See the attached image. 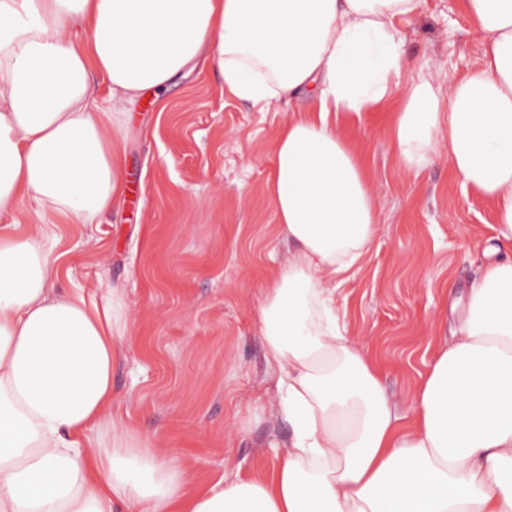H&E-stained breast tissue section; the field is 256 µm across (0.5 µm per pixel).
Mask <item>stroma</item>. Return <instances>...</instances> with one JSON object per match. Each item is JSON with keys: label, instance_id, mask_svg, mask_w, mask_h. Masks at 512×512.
Instances as JSON below:
<instances>
[{"label": "stroma", "instance_id": "obj_1", "mask_svg": "<svg viewBox=\"0 0 512 512\" xmlns=\"http://www.w3.org/2000/svg\"><path fill=\"white\" fill-rule=\"evenodd\" d=\"M408 59L441 89L477 63L481 34L461 0H426L404 26ZM308 101L269 110L224 92L215 70H186L161 96L125 109L127 203L99 224H68L58 285L125 289L132 331L113 385L126 421L187 472L188 489L264 474L291 429L278 412L256 308L288 259L271 205L275 134ZM395 102L338 113L336 126L376 196L378 225L361 270L338 289L349 336L377 362L401 417L459 326L495 236L493 202L462 186L447 160L399 165Z\"/></svg>", "mask_w": 512, "mask_h": 512}]
</instances>
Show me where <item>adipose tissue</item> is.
<instances>
[{"instance_id":"adipose-tissue-1","label":"adipose tissue","mask_w":512,"mask_h":512,"mask_svg":"<svg viewBox=\"0 0 512 512\" xmlns=\"http://www.w3.org/2000/svg\"><path fill=\"white\" fill-rule=\"evenodd\" d=\"M425 2L0 0V512H512V261L470 288L407 428L337 308L377 204L336 113L396 98L400 164L447 157L494 202L512 249V0H463L482 52L445 97L401 51ZM190 66L255 105L311 101L269 156L291 250L258 308L292 435L269 473L196 492L119 410L124 290L56 287L61 225L101 223L125 201L120 104Z\"/></svg>"}]
</instances>
